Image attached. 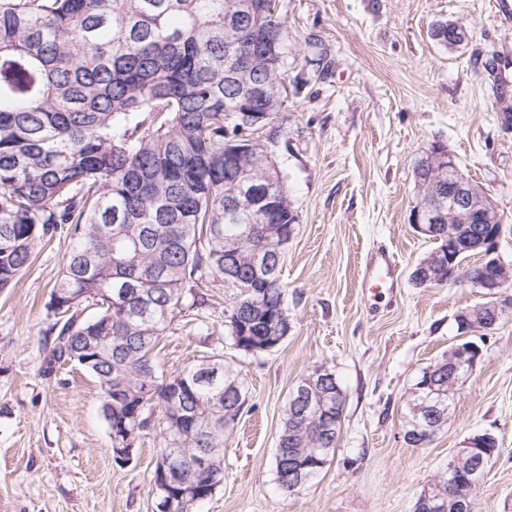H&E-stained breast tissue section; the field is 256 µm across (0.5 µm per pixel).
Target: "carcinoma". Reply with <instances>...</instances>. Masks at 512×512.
Listing matches in <instances>:
<instances>
[{
	"mask_svg": "<svg viewBox=\"0 0 512 512\" xmlns=\"http://www.w3.org/2000/svg\"><path fill=\"white\" fill-rule=\"evenodd\" d=\"M288 68V31L277 0H0V289L31 263L38 243L68 227L71 248L53 289L60 298L99 304L74 311L56 333L48 364L75 361L99 383L108 431L144 429L136 414L159 413L155 466L179 447H224L248 400L224 359L165 376L156 348L168 319L198 282L236 266L251 291L242 331L226 314L234 345L271 340V319L285 306L282 268L255 265L252 247L276 256L279 242L247 226L281 215L258 204L279 160L226 155L248 129L246 112H281L280 76ZM268 87L265 101L243 107L244 89ZM252 171L251 181L239 177ZM242 208L228 212L224 201ZM473 276L512 281V267H471ZM98 349L86 353L88 337ZM410 388L404 426L425 421L421 406L458 394L451 369ZM305 412L284 401L274 471L293 494L288 461L310 478L333 459L345 398L339 381L309 388ZM499 451L488 435L475 459ZM178 481L168 512H199L224 482V452L211 473L185 457L171 461ZM193 486L190 499L177 491Z\"/></svg>",
	"mask_w": 512,
	"mask_h": 512,
	"instance_id": "carcinoma-1",
	"label": "carcinoma"
}]
</instances>
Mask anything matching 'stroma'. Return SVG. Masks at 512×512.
I'll return each instance as SVG.
<instances>
[{
	"mask_svg": "<svg viewBox=\"0 0 512 512\" xmlns=\"http://www.w3.org/2000/svg\"><path fill=\"white\" fill-rule=\"evenodd\" d=\"M497 2L279 0L289 54L278 151L297 215L282 269L291 330L272 350H239L224 328L237 290L217 277L199 284L202 304L177 313L158 345L165 373L220 356L249 392L225 435L224 482L202 512H414L431 477L484 432L499 452L474 512H512V314L476 336L480 357L434 441L403 438L410 388L457 341V313L484 301L466 284L411 280L434 248L411 223L415 166L432 144L490 195L504 219L498 254L512 265V122L495 107L512 105V19ZM446 21L467 26L464 48L432 37ZM69 247L58 230L0 291V512H154L155 428L115 461L96 379L48 362L47 303ZM378 248L394 255L398 283L372 294L361 272ZM321 365L345 394L339 442L288 495L274 473L282 406Z\"/></svg>",
	"mask_w": 512,
	"mask_h": 512,
	"instance_id": "35a3bbf8",
	"label": "stroma"
}]
</instances>
